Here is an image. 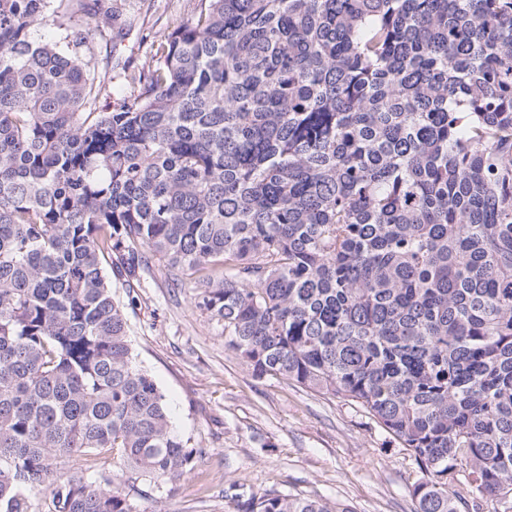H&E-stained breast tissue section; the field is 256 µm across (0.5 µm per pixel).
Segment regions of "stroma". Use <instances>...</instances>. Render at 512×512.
<instances>
[{"mask_svg": "<svg viewBox=\"0 0 512 512\" xmlns=\"http://www.w3.org/2000/svg\"><path fill=\"white\" fill-rule=\"evenodd\" d=\"M120 29L90 45L114 79L152 64L151 45L191 18L200 0H112ZM137 364L165 396L175 429L198 454L188 478L142 486L140 512H242L272 491L351 506L416 512L421 473L368 414L271 377L259 378L224 346V325L200 311L194 289L174 286L155 261L139 281L116 280Z\"/></svg>", "mask_w": 512, "mask_h": 512, "instance_id": "stroma-1", "label": "stroma"}]
</instances>
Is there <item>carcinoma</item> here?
I'll use <instances>...</instances> for the list:
<instances>
[{
	"instance_id": "1",
	"label": "carcinoma",
	"mask_w": 512,
	"mask_h": 512,
	"mask_svg": "<svg viewBox=\"0 0 512 512\" xmlns=\"http://www.w3.org/2000/svg\"><path fill=\"white\" fill-rule=\"evenodd\" d=\"M93 2L0 0V512L192 473L112 295L153 257L254 375L371 414L417 512H512V0H201L116 92ZM81 465V464H80ZM72 466L70 472L82 476L87 481L99 479L101 473L112 470V456H99L88 466Z\"/></svg>"
}]
</instances>
